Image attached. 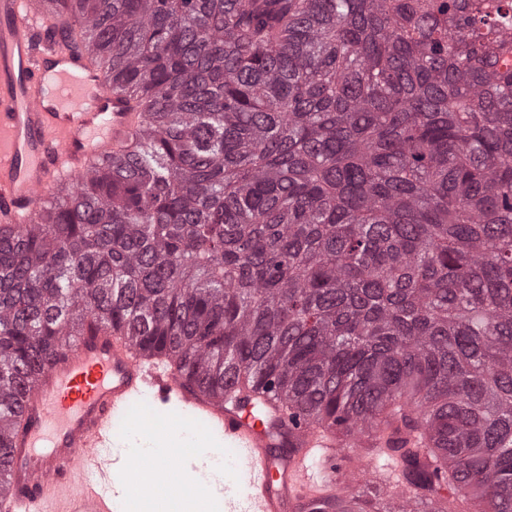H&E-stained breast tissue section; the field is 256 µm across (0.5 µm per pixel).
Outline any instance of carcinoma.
Segmentation results:
<instances>
[{
	"mask_svg": "<svg viewBox=\"0 0 512 512\" xmlns=\"http://www.w3.org/2000/svg\"><path fill=\"white\" fill-rule=\"evenodd\" d=\"M134 153L0 226V452L101 324L269 386L371 484L303 512H512V0H47Z\"/></svg>",
	"mask_w": 512,
	"mask_h": 512,
	"instance_id": "cac0c4a2",
	"label": "carcinoma"
}]
</instances>
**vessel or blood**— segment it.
<instances>
[{"label":"vessel or blood","instance_id":"b4317fda","mask_svg":"<svg viewBox=\"0 0 512 512\" xmlns=\"http://www.w3.org/2000/svg\"><path fill=\"white\" fill-rule=\"evenodd\" d=\"M137 131L135 113L110 93L89 56L71 48L39 0H0L1 224L35 223L52 189L130 146ZM148 394L234 450L242 488L228 500L229 512H296L300 487L326 478L308 463L320 454L350 486L367 478L365 469H348L335 432L293 418L274 393L220 400L188 391L180 369L149 368L125 336L93 327L59 351L24 396L0 460L10 483L0 512H113L119 462L135 472L140 491L162 475L181 487L194 482L171 441L152 460L120 458L130 432L151 435L137 414ZM283 445L289 454L273 456Z\"/></svg>","mask_w":512,"mask_h":512}]
</instances>
